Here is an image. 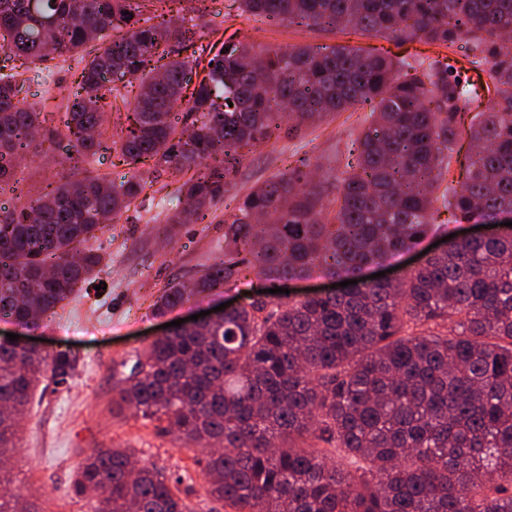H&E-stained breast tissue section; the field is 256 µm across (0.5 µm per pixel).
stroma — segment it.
<instances>
[{"label": "stroma", "mask_w": 512, "mask_h": 512, "mask_svg": "<svg viewBox=\"0 0 512 512\" xmlns=\"http://www.w3.org/2000/svg\"><path fill=\"white\" fill-rule=\"evenodd\" d=\"M186 16L202 30L220 29L225 40L268 50L292 45H344L388 51L414 59L419 43L402 46L380 37L329 33L315 28L271 24L243 14L239 0H187ZM47 79L28 71L22 90L27 104L65 103L72 72L59 59L44 61ZM367 127L365 114L349 110L333 120L306 128L301 138L262 144L247 155L222 199L208 206L204 221L182 224L169 218L185 207L178 183L159 178L147 200L136 203L119 223L100 234L96 245L105 260L97 270V288L78 292L56 315L25 330L50 352L65 351L75 368L65 382L44 380L20 421V440L0 461L14 489L37 496L43 512H92L88 500L72 492V480L84 458L96 448L135 449L140 463L153 466L178 483L194 512H221L204 487L201 452L177 440L164 422L112 409L114 373L132 364L157 334L160 325L243 298L240 288L191 298L159 317L154 303L174 278L193 280L224 257V213L252 188L283 172L294 156L308 160L311 179L333 181L344 166L351 144ZM22 187L36 194L46 183L72 174V161L62 152L38 149L20 161Z\"/></svg>", "instance_id": "35a3bbf8"}]
</instances>
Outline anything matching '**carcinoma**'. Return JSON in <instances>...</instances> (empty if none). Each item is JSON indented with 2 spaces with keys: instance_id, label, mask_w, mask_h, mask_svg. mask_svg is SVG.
Segmentation results:
<instances>
[{
  "instance_id": "obj_1",
  "label": "carcinoma",
  "mask_w": 512,
  "mask_h": 512,
  "mask_svg": "<svg viewBox=\"0 0 512 512\" xmlns=\"http://www.w3.org/2000/svg\"><path fill=\"white\" fill-rule=\"evenodd\" d=\"M38 2L34 13L31 0H0V188L18 189L20 158L44 142L77 164L111 149L152 166L150 178L118 183L62 177L0 209V317L37 327L90 286L103 261L90 241L161 175L183 179L198 214L257 145L367 107L335 210L300 159L239 200L224 216V259L190 285L168 281L155 311L252 288L251 273L281 281L318 269L355 284L298 300L255 292L219 324L178 327L117 376L112 403L210 449L206 492L224 512H512V234L453 237L397 281L362 280L415 247L442 209L454 223L512 211V0H240L242 12L296 28L463 42L462 64L327 45L221 53L193 19H173L184 0ZM52 54L75 62L53 126L22 104L17 81ZM472 70L493 87L485 112L472 111L484 90ZM125 72L140 83L124 116L108 77ZM113 113L121 136L108 145ZM73 369L66 352L0 343V448L15 447V415L38 384ZM135 455L94 450L74 494H99L97 512H193ZM0 512L32 510L9 493Z\"/></svg>"
}]
</instances>
